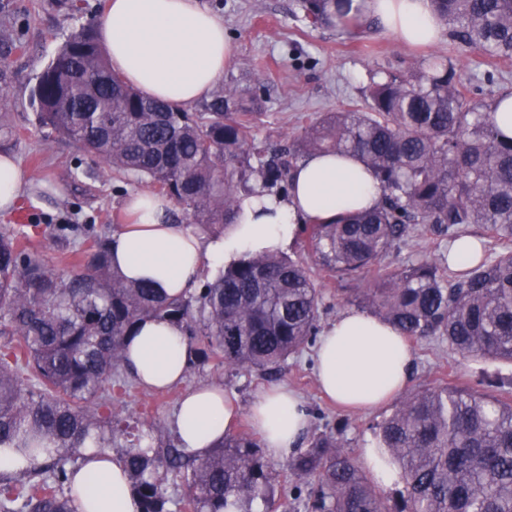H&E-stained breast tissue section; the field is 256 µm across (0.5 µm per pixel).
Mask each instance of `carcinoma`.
Segmentation results:
<instances>
[{
	"label": "carcinoma",
	"instance_id": "obj_1",
	"mask_svg": "<svg viewBox=\"0 0 512 512\" xmlns=\"http://www.w3.org/2000/svg\"><path fill=\"white\" fill-rule=\"evenodd\" d=\"M350 0H304L314 25L361 27ZM448 36L512 59V0H431ZM230 89L188 112L144 95L112 69L89 23L71 34L32 90L38 126L79 145L94 163L148 181L195 224L235 223L239 195H287L302 160L353 153L381 183L380 206L298 227L336 278L372 275L345 299L402 335L435 336L467 357L512 363V137L493 104L473 102L454 64L434 57L419 72L370 78L363 110L339 109L268 150L249 137L253 112H234ZM453 240L485 226L503 250L447 273L445 259L399 268L384 258L415 226ZM79 225L42 233L70 244ZM87 260L66 277L28 251L24 233L0 231V448L45 456L22 475L0 474V512H76L68 473L83 448L131 437L121 460L140 512H512V399L458 386L416 392L379 425L378 447L401 487L381 492L332 433L310 436L285 462L293 486L251 434L224 436L206 457L141 446L121 424L112 392L128 385L124 346L143 318L182 326L193 360L221 357L235 371L273 377L314 340L322 293L312 271L280 252L245 253L182 296L112 269L110 236L88 225ZM187 489L184 497L172 490Z\"/></svg>",
	"mask_w": 512,
	"mask_h": 512
}]
</instances>
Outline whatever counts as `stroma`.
Here are the masks:
<instances>
[{"label":"stroma","instance_id":"obj_1","mask_svg":"<svg viewBox=\"0 0 512 512\" xmlns=\"http://www.w3.org/2000/svg\"><path fill=\"white\" fill-rule=\"evenodd\" d=\"M224 21V35L232 46V59L213 89L224 94L234 87L254 92L261 99L253 121L257 141L283 144L339 109H359L373 74H408L432 56L450 58L472 96L488 100L512 92V60L503 62L468 49L449 36L428 47H411L381 26L367 39L346 31L314 25L304 16L301 0H201ZM80 21L62 0H0V32L12 35L15 48L0 50V80L8 89L0 99V153L16 157L35 186L20 197L13 214L0 215V228L29 224L32 215L70 217L75 224L110 225L118 229L125 217L123 199L147 190L145 181L131 175L104 172L98 178L68 177V169L89 160L73 142L44 133L36 123L31 92L42 69L56 56ZM448 252V240L426 225L387 255L395 267L420 258L436 259ZM321 324L347 310L343 296L366 287V277L342 281L320 276ZM416 363L408 392L441 383L466 385L500 396L499 388L482 383V375L512 377V363L462 357L437 338L416 341ZM218 382L236 395L242 407L267 388L285 385L301 395L311 415L313 432L340 434L347 453L361 460L365 448L375 446L376 425L392 408L371 413L342 410L318 388L312 347L289 359L288 368L272 378L225 369L222 359L189 367L182 385L149 391L132 384L116 394L115 404L125 416L137 420L143 444L166 446L173 438L170 417L186 389Z\"/></svg>","mask_w":512,"mask_h":512}]
</instances>
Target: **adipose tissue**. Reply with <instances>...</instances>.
<instances>
[{
    "label": "adipose tissue",
    "instance_id": "obj_1",
    "mask_svg": "<svg viewBox=\"0 0 512 512\" xmlns=\"http://www.w3.org/2000/svg\"><path fill=\"white\" fill-rule=\"evenodd\" d=\"M360 17L379 19L408 44H432L442 27L430 0H351ZM113 71L147 96L181 105L205 97L222 78L232 48L224 22L199 0H108L98 24ZM382 188L353 154H317L300 164L288 198L255 190L241 197L235 224L206 237L170 220V199L150 191L128 196L134 221L112 236V265L130 280L152 282L174 297L198 287L243 253L285 251L299 224L379 205ZM191 348L181 326L140 320L126 341L124 365L140 385L165 390L183 382ZM321 390L345 409L370 411L397 398L409 384L414 353L407 338L364 312L339 315L316 344ZM268 458H288L310 428L307 407L285 386L263 392L241 409L222 384L188 389L172 418L186 453L202 458L220 444L240 414ZM77 512H138L120 459L82 453L71 477Z\"/></svg>",
    "mask_w": 512,
    "mask_h": 512
}]
</instances>
